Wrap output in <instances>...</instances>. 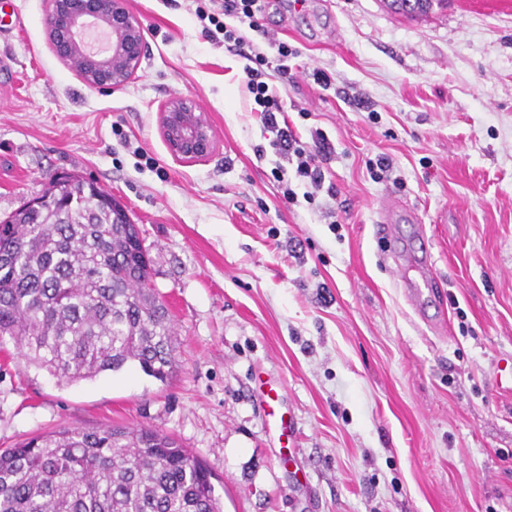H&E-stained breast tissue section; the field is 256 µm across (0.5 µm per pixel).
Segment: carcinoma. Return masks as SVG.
Segmentation results:
<instances>
[{
	"mask_svg": "<svg viewBox=\"0 0 512 512\" xmlns=\"http://www.w3.org/2000/svg\"><path fill=\"white\" fill-rule=\"evenodd\" d=\"M427 17L448 0H387ZM0 220V347L67 384L136 363L175 368L168 309L140 229L93 181L63 173ZM0 512H223L212 472L146 427L62 428L0 450Z\"/></svg>",
	"mask_w": 512,
	"mask_h": 512,
	"instance_id": "carcinoma-1",
	"label": "carcinoma"
}]
</instances>
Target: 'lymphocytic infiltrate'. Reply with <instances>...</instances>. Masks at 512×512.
Listing matches in <instances>:
<instances>
[{"label":"lymphocytic infiltrate","mask_w":512,"mask_h":512,"mask_svg":"<svg viewBox=\"0 0 512 512\" xmlns=\"http://www.w3.org/2000/svg\"><path fill=\"white\" fill-rule=\"evenodd\" d=\"M194 13L203 21L207 39L227 47L246 45L247 32H254L266 44V51L252 50L243 69L245 87L253 99L254 110L262 125L274 133L271 142L274 155L281 164L273 170L274 178H282L284 164H295L296 172L307 188L306 199L325 183V166L334 147L323 132H315L311 142H302L289 125L285 99L280 89L288 81V61L298 52L287 42L268 31L262 23L267 0H193Z\"/></svg>","instance_id":"obj_1"}]
</instances>
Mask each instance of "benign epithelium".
I'll use <instances>...</instances> for the list:
<instances>
[{
  "label": "benign epithelium",
  "mask_w": 512,
  "mask_h": 512,
  "mask_svg": "<svg viewBox=\"0 0 512 512\" xmlns=\"http://www.w3.org/2000/svg\"><path fill=\"white\" fill-rule=\"evenodd\" d=\"M89 29L108 36L106 52L86 49L83 36ZM47 32L57 56L75 65L94 89L123 87L145 54L143 29L127 0H49ZM160 126L169 150L179 160L200 161L215 149L208 116L191 99L169 100L160 112Z\"/></svg>",
  "instance_id": "obj_1"
}]
</instances>
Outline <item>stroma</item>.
Here are the masks:
<instances>
[{
    "instance_id": "stroma-1",
    "label": "stroma",
    "mask_w": 512,
    "mask_h": 512,
    "mask_svg": "<svg viewBox=\"0 0 512 512\" xmlns=\"http://www.w3.org/2000/svg\"><path fill=\"white\" fill-rule=\"evenodd\" d=\"M127 6L147 53L118 89L55 56L46 0L0 12V218L63 171L110 192L141 229L176 368L164 383L130 363L66 384L0 351V450L148 427L211 469L228 512H512V390L491 371L512 358V0L414 19L383 0H271L264 26L300 52L288 120L335 148V195L306 200L292 175L291 204L245 59L185 6ZM177 96L209 115L206 160L164 141ZM381 224L431 241L436 322L408 302ZM273 411L285 432L269 431Z\"/></svg>"
}]
</instances>
